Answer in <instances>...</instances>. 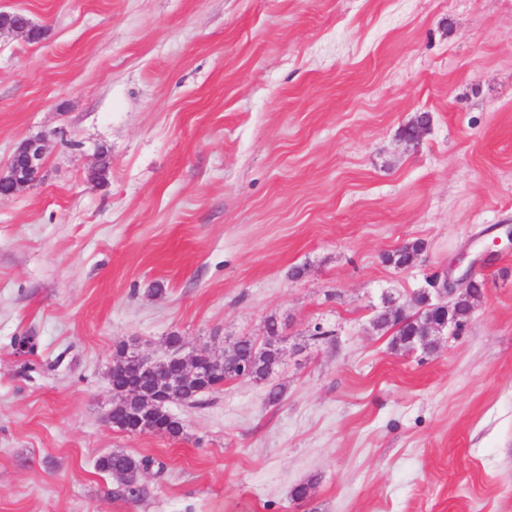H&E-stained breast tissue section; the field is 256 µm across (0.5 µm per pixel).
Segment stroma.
<instances>
[{
	"label": "stroma",
	"mask_w": 512,
	"mask_h": 512,
	"mask_svg": "<svg viewBox=\"0 0 512 512\" xmlns=\"http://www.w3.org/2000/svg\"><path fill=\"white\" fill-rule=\"evenodd\" d=\"M0 11L46 29L0 34V168L46 145L0 202V512H512V0ZM447 270L469 321L393 348L374 318ZM271 319L274 373L171 403L181 437L106 422L119 344L220 359ZM44 155L45 149L41 140H24L14 150L7 166V172L3 176H0L1 181H16L18 161H21L26 169L33 171L34 174L37 173L38 170L43 166ZM26 185L27 184L23 182H15V188L23 187ZM151 463L148 458L137 459L123 451H112L101 456L96 466L100 471L117 477L124 488V493L130 498H135L141 493L140 471L148 469Z\"/></svg>",
	"instance_id": "1"
}]
</instances>
